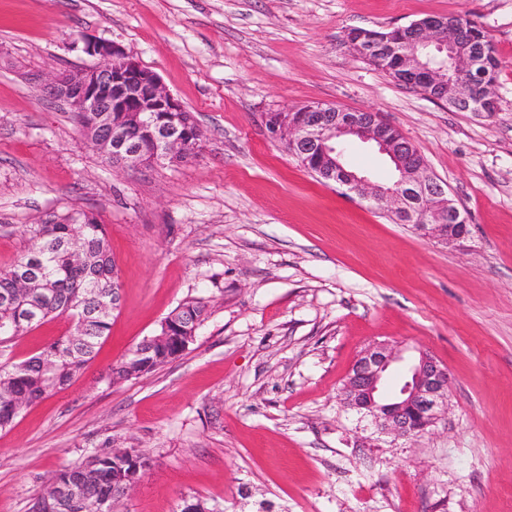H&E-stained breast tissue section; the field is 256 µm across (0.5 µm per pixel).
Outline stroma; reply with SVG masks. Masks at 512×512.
<instances>
[{
	"instance_id": "obj_1",
	"label": "stroma",
	"mask_w": 512,
	"mask_h": 512,
	"mask_svg": "<svg viewBox=\"0 0 512 512\" xmlns=\"http://www.w3.org/2000/svg\"><path fill=\"white\" fill-rule=\"evenodd\" d=\"M461 15L501 61L494 112H459L355 56L348 29ZM114 41L196 117L182 165L113 171L44 75ZM369 109L412 141L466 217L449 247L319 183L266 133L283 106ZM352 171L392 165L353 144ZM65 206L105 225L120 305L97 355L0 431V512L106 445L150 465L117 512H512V0H0V269ZM208 317L143 377L106 373L179 304ZM374 340L452 378L448 414L396 440L344 409Z\"/></svg>"
}]
</instances>
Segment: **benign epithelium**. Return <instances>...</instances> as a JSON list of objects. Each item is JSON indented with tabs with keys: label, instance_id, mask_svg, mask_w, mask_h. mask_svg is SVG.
Returning a JSON list of instances; mask_svg holds the SVG:
<instances>
[{
	"label": "benign epithelium",
	"instance_id": "benign-epithelium-1",
	"mask_svg": "<svg viewBox=\"0 0 512 512\" xmlns=\"http://www.w3.org/2000/svg\"><path fill=\"white\" fill-rule=\"evenodd\" d=\"M82 52L90 63L60 71L43 83L46 95L69 104L73 116H89L99 126L106 112H119L130 126L154 127L158 112H185L187 108L145 68L131 52L114 41L84 36ZM345 42L357 55L382 65L390 58L400 62L401 82L420 83L425 95L457 108L478 101L486 112L498 110L494 82L481 75L470 81L453 77L456 70L471 69L477 48L465 33L455 30L444 16H429L402 27L381 39L370 40L352 28ZM284 126H266L270 138L288 144L291 153L314 156L327 162L324 172L345 196L354 195L389 215L406 214L415 219L414 229L444 244L460 240L445 223L465 219L455 200L427 166L416 163L405 150L400 132H387L389 123L376 112L349 110L333 104L280 110ZM155 148H130L127 137L112 141V167L121 170L161 164L167 159L190 161L204 146L201 128L193 141L168 127L157 136ZM356 141L369 144L393 163L395 179L390 186L371 181L348 170L343 163L345 147ZM450 392L448 369L427 351L409 360L404 349L387 342L368 345L355 360L344 382L342 403L360 419H368L380 435L411 440L434 425L447 410Z\"/></svg>",
	"mask_w": 512,
	"mask_h": 512
}]
</instances>
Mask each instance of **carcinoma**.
Masks as SVG:
<instances>
[{"mask_svg":"<svg viewBox=\"0 0 512 512\" xmlns=\"http://www.w3.org/2000/svg\"><path fill=\"white\" fill-rule=\"evenodd\" d=\"M500 61L494 53L477 57L474 71L496 79ZM165 125L174 124L193 137L194 115L187 112H160ZM122 126L107 121L83 143L103 151ZM26 233L33 245L10 268L0 270V430L10 427L25 408L67 386L92 360L102 340L109 336L112 304L120 303L115 265L106 231L98 217L83 209L64 207ZM84 318L81 334H66L39 353L20 362L4 359L17 339L45 322L65 316ZM208 318L207 303L186 301L160 322L157 336H179L178 342L158 343L146 336L135 346V355L111 368L119 379L138 378L156 366L175 358L192 341L187 330H198ZM149 456L134 450L113 449L88 455L80 464L55 474L61 484L78 482L84 493L77 502L56 501L39 495L31 512H114L124 498L122 483L141 477L149 466Z\"/></svg>","mask_w":512,"mask_h":512,"instance_id":"obj_1","label":"carcinoma"}]
</instances>
